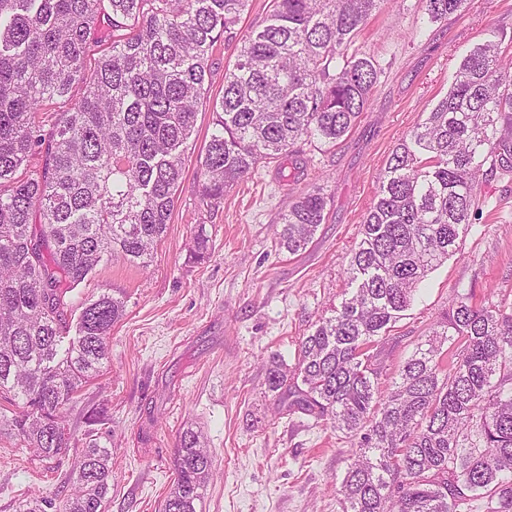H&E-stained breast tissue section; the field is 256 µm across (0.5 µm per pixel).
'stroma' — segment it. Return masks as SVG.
<instances>
[{
  "label": "stroma",
  "mask_w": 512,
  "mask_h": 512,
  "mask_svg": "<svg viewBox=\"0 0 512 512\" xmlns=\"http://www.w3.org/2000/svg\"><path fill=\"white\" fill-rule=\"evenodd\" d=\"M493 29L512 43V0H465L460 12L434 24L421 0H395L369 20L355 42L378 68L369 109L335 147L305 146L308 173L318 176L329 204L313 242L294 255L275 243L291 196L276 165L230 188L219 208L198 207L196 171L212 132L210 103L221 98L224 73L236 61L233 47L216 42L211 100L198 107L179 198L150 267L107 257L73 290L79 298L120 292L126 311L112 329L107 366L68 414L71 446L50 467L13 435L0 434V512H17L30 491L63 502L61 479L84 446L85 413L102 401L112 416L106 512H160L187 427L202 432L213 460L197 512H341L350 443L309 416L275 415L265 364L275 354L294 364L299 337L340 305L350 251L389 156ZM481 195L483 216L463 231L460 252L429 274L382 345V382L396 376L454 294L480 300L492 289L512 301V181L482 185ZM199 223L210 248L193 262L188 250Z\"/></svg>",
  "instance_id": "35a3bbf8"
}]
</instances>
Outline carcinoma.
I'll return each instance as SVG.
<instances>
[{"label": "carcinoma", "instance_id": "cac0c4a2", "mask_svg": "<svg viewBox=\"0 0 512 512\" xmlns=\"http://www.w3.org/2000/svg\"><path fill=\"white\" fill-rule=\"evenodd\" d=\"M391 2L270 0L267 24L241 37L250 0H0V396L19 408L20 444L46 462L70 448L67 411L109 362L125 308L108 292L79 302L77 336L60 358L70 293L105 256L150 266L209 99L210 47L222 39L238 50L196 174L199 206L213 209L262 164L286 160L288 181L300 182L308 159L298 142L334 147L353 129L378 71L352 46ZM463 4L423 9L437 23ZM76 83L83 94L72 101ZM41 111L53 112L47 133ZM41 153V168L21 175ZM506 178L512 56L494 32L388 158L348 263L352 295L299 339L294 367L268 362L276 414L326 421L355 448L342 512H470L478 500L484 512H512V303L455 294L386 388L373 353L420 284L461 250V230L486 203L478 187ZM326 207L322 187L298 192L281 214L279 248L305 249ZM209 242L196 225L194 256ZM86 423L62 507L28 497L19 512H104L112 449L101 428L112 419L97 406ZM173 469L161 512H197L212 459L191 427Z\"/></svg>", "mask_w": 512, "mask_h": 512}]
</instances>
